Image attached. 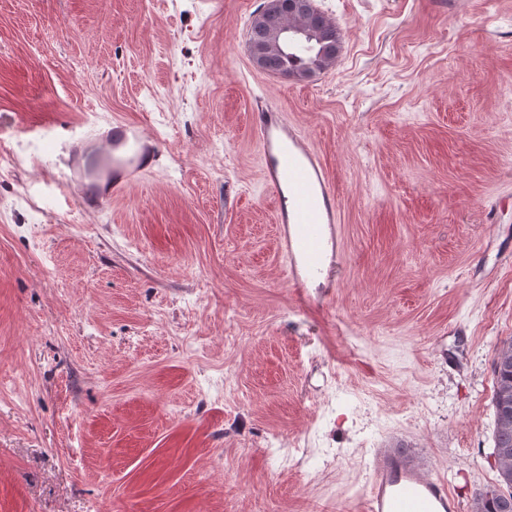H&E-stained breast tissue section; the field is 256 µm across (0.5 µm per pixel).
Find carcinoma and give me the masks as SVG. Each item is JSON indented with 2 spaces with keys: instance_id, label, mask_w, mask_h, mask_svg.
<instances>
[{
  "instance_id": "1",
  "label": "carcinoma",
  "mask_w": 512,
  "mask_h": 512,
  "mask_svg": "<svg viewBox=\"0 0 512 512\" xmlns=\"http://www.w3.org/2000/svg\"><path fill=\"white\" fill-rule=\"evenodd\" d=\"M288 2L290 9L285 12L273 7L253 15L248 30L249 47L260 69L306 81L335 65L341 50V34L336 24L316 9L313 0ZM286 23L312 36L310 49L292 52L272 46V31ZM494 364V448L509 449V456L498 460V483L478 493L474 512H512V338L497 347Z\"/></svg>"
}]
</instances>
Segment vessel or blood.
I'll use <instances>...</instances> for the list:
<instances>
[{
    "label": "vessel or blood",
    "instance_id": "obj_1",
    "mask_svg": "<svg viewBox=\"0 0 512 512\" xmlns=\"http://www.w3.org/2000/svg\"><path fill=\"white\" fill-rule=\"evenodd\" d=\"M118 136L102 140L97 180L110 184L104 200L143 174L145 134L131 123H118ZM254 135L263 161V180L274 193V221L279 229L280 257L288 281L307 297L312 281L335 279L341 264L338 247L340 212L334 184L322 159L283 112L261 106L254 114ZM445 477L413 464L401 451L378 449L372 462L368 512H459Z\"/></svg>",
    "mask_w": 512,
    "mask_h": 512
}]
</instances>
